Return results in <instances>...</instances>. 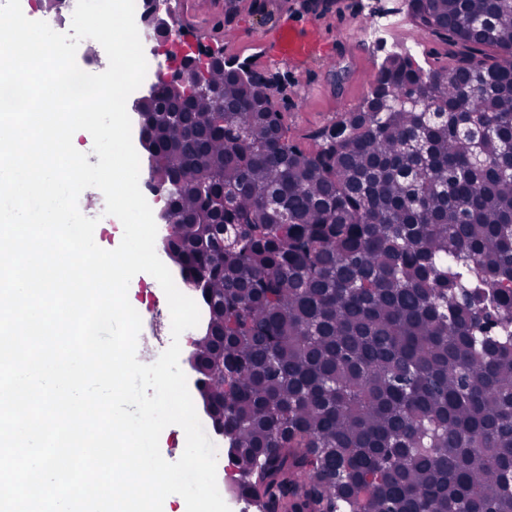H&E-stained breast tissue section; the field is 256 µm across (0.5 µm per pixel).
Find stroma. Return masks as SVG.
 <instances>
[{
    "instance_id": "stroma-1",
    "label": "stroma",
    "mask_w": 512,
    "mask_h": 512,
    "mask_svg": "<svg viewBox=\"0 0 512 512\" xmlns=\"http://www.w3.org/2000/svg\"><path fill=\"white\" fill-rule=\"evenodd\" d=\"M249 2L240 0V15L234 23L237 39H226L224 29L214 20L202 22V34L210 49L223 51L228 58H252L257 69L265 71L278 84V109L288 124V138L306 152L315 147L313 131L358 105L367 92L381 57L375 43L362 41L360 33L374 15L386 16L388 26L384 34L389 43L415 49L418 60L432 67L448 63L445 45L412 23L404 0H339L332 17L319 21L333 53V63L326 66L315 59L296 66L269 54L260 37L280 16L287 15L306 24L317 21L315 13L298 10L295 0H265L264 13L253 14L248 9Z\"/></svg>"
}]
</instances>
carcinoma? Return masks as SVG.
Returning <instances> with one entry per match:
<instances>
[{"instance_id":"carcinoma-1","label":"carcinoma","mask_w":512,"mask_h":512,"mask_svg":"<svg viewBox=\"0 0 512 512\" xmlns=\"http://www.w3.org/2000/svg\"><path fill=\"white\" fill-rule=\"evenodd\" d=\"M406 2L448 66L385 56L312 153L253 70L133 102L257 512H512V0Z\"/></svg>"}]
</instances>
